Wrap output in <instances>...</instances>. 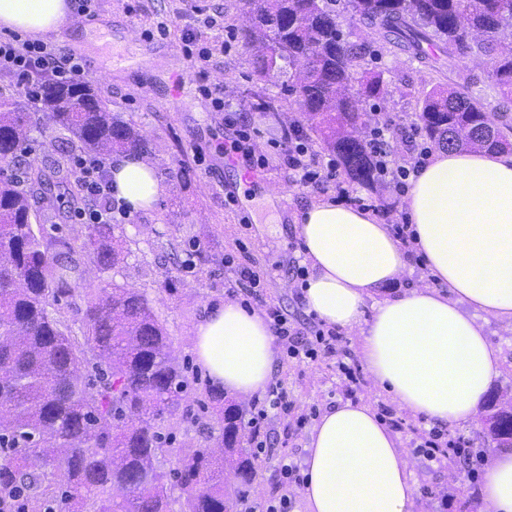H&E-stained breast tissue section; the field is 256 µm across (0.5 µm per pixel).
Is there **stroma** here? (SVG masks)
Here are the masks:
<instances>
[{
    "label": "stroma",
    "instance_id": "1",
    "mask_svg": "<svg viewBox=\"0 0 512 512\" xmlns=\"http://www.w3.org/2000/svg\"><path fill=\"white\" fill-rule=\"evenodd\" d=\"M197 5L223 13V29L202 27L193 13ZM92 13L94 28L76 27L57 45L61 51L79 53L87 82L102 92L112 111L132 119L149 141L152 152L146 160L163 193L152 210L117 218L115 232L125 240L128 253L108 271L86 262V281L95 288L115 284L145 292L173 350L189 366L185 414L169 425L174 442L166 455L172 459L202 434H220L215 418L202 408L216 385L198 365L193 345L205 310L226 299L224 283L232 273L224 265L225 254L246 245L255 268L267 274L266 304L284 309L305 330L311 315L301 281L293 273L294 264L303 261L294 232L296 217L312 202L336 198L340 186L348 189L352 206L366 207L387 224L406 223V204L390 187L364 185L342 171L338 186L324 190L289 184L272 142L282 127L303 115L297 96L286 92L284 82L258 75L256 50L239 38L247 20L241 0H96ZM341 22L350 41L367 44L364 66L380 73L387 90L384 97L367 101V111L419 123L426 94L448 84L447 75L428 71L393 44L373 38L358 20L345 16ZM189 51L208 52L203 73L184 70L183 57ZM213 84L223 89V107L200 92ZM258 92L275 99L276 111L253 108ZM228 114L238 124L259 130L255 152L268 160L262 181L247 187L241 183L240 168L226 165L217 149L233 134L224 121ZM485 331L502 350L499 374L488 392L489 398L499 400L512 395V328L492 319ZM359 341L355 334L344 336L358 378L350 391L338 377L334 359L322 357L309 364L277 359L272 377L287 388L295 413L287 422L276 423L270 448L258 458L250 497L260 501L285 492L290 512H305L297 488L282 490L278 460L306 455L312 426L298 424V415L323 412L342 400H364L377 413L389 409L399 423L395 433L403 450L429 439L432 423L401 411L374 385L357 356ZM409 467L418 485L415 512H474L481 480L460 458L450 457L447 465L429 470L413 459Z\"/></svg>",
    "mask_w": 512,
    "mask_h": 512
}]
</instances>
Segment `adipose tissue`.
Segmentation results:
<instances>
[{
	"label": "adipose tissue",
	"mask_w": 512,
	"mask_h": 512,
	"mask_svg": "<svg viewBox=\"0 0 512 512\" xmlns=\"http://www.w3.org/2000/svg\"><path fill=\"white\" fill-rule=\"evenodd\" d=\"M77 20L73 0H0L5 33L38 39ZM111 183L134 211L162 191L130 154L113 157ZM406 210L409 250L370 211L333 200L305 208L295 227L311 269L304 300L326 325L358 332L363 366L400 409L453 427L478 414L498 374L501 350L480 315L512 326V153L437 150L412 178ZM416 255L430 285L386 295ZM193 350L213 383L243 397L265 391L277 354L265 319L234 301L207 310ZM306 451L307 512H413L417 481L370 405L327 408ZM477 512H512V450L490 449Z\"/></svg>",
	"instance_id": "obj_1"
}]
</instances>
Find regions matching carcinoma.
Segmentation results:
<instances>
[{
    "label": "carcinoma",
    "instance_id": "cac0c4a2",
    "mask_svg": "<svg viewBox=\"0 0 512 512\" xmlns=\"http://www.w3.org/2000/svg\"><path fill=\"white\" fill-rule=\"evenodd\" d=\"M336 2L245 0L253 24L242 29L243 40L266 45L257 68L270 78H279L281 61L298 68L291 87L310 130L350 177L373 185L376 161L364 136L370 115L362 103L384 89L378 75L358 72L366 46L347 40ZM344 2L373 34L431 70L474 53L491 57L488 78L509 108L512 0ZM36 99L73 150L149 152L84 81L44 80ZM486 113L457 87H438L426 94L421 119L441 148L511 150ZM32 123V113L0 96V512H35L36 505L44 512H229L257 470L242 409L211 398L222 430L218 446L205 439L165 469L167 422L185 399L186 367L145 293L85 284L84 255L104 270L121 260L112 225H89L78 250L47 236L44 224L57 230L55 221L68 218L54 208L55 192L66 189L74 209L83 197L57 161L24 160ZM74 295L83 303L80 338L50 312ZM488 432L512 445V412L500 411Z\"/></svg>",
    "mask_w": 512,
    "mask_h": 512
}]
</instances>
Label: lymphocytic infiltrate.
Returning a JSON list of instances; mask_svg holds the SVG:
<instances>
[{"label": "lymphocytic infiltrate", "mask_w": 512, "mask_h": 512, "mask_svg": "<svg viewBox=\"0 0 512 512\" xmlns=\"http://www.w3.org/2000/svg\"><path fill=\"white\" fill-rule=\"evenodd\" d=\"M12 74L24 81H37L42 77H52L58 83L80 80L85 70L77 57L63 54L49 43L40 40H24L19 36L0 39V74ZM374 127L369 141L371 151L377 160V169L381 179L403 190L407 178L418 173L426 163L427 149L418 148L414 138H407V154L401 160L389 158L385 141L387 133L393 132L396 123L387 116H374ZM279 159L282 168L287 171L290 182L305 188H319L329 185L335 178L334 163L324 162L311 148L300 124L294 123L283 129L278 142ZM220 151L225 160L239 166L242 172H253L267 165L266 158L256 157L253 135L248 130H235L232 137L225 140ZM73 163L79 169L81 180L93 204L87 215L90 223L108 224L112 221L115 203L112 188L108 181L106 164L97 158L75 157ZM266 316L288 359L296 363L316 361L319 357H330L336 361L339 376L354 380L352 367L347 363V350L343 347V338L339 333L312 329L310 333L301 332L287 313L282 309L270 307ZM292 403L281 381L270 383L266 396L260 406L254 407L248 422L249 433L254 447L266 448L270 445L271 418H287Z\"/></svg>", "instance_id": "lymphocytic-infiltrate-1"}]
</instances>
